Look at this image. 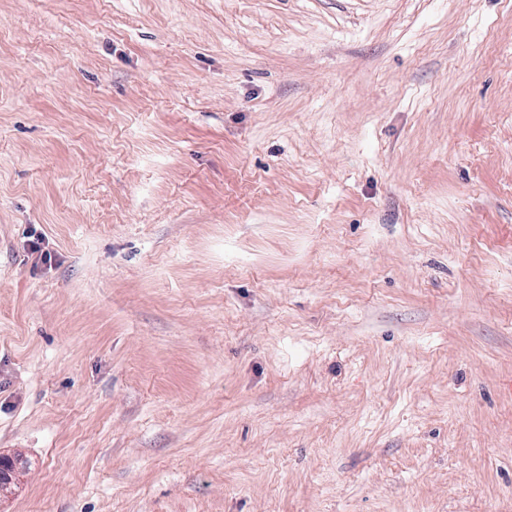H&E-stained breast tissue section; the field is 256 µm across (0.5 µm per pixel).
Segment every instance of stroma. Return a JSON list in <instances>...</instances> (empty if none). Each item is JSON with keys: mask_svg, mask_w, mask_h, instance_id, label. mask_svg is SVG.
Returning <instances> with one entry per match:
<instances>
[{"mask_svg": "<svg viewBox=\"0 0 512 512\" xmlns=\"http://www.w3.org/2000/svg\"><path fill=\"white\" fill-rule=\"evenodd\" d=\"M1 454L0 512H512V0H0Z\"/></svg>", "mask_w": 512, "mask_h": 512, "instance_id": "obj_1", "label": "stroma"}]
</instances>
